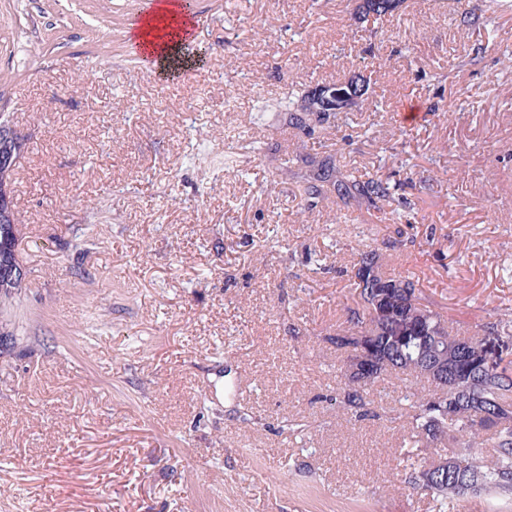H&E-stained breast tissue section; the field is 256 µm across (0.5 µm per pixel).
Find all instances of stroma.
Listing matches in <instances>:
<instances>
[{"label":"stroma","mask_w":512,"mask_h":512,"mask_svg":"<svg viewBox=\"0 0 512 512\" xmlns=\"http://www.w3.org/2000/svg\"><path fill=\"white\" fill-rule=\"evenodd\" d=\"M155 2L0 0V117L28 138L0 512H440L401 420L428 383L387 376L349 421L332 338L360 249L457 336L512 315V72L492 45L467 64L451 0L380 21L362 0H187L200 64L165 80L126 36ZM354 77L347 122L289 127V84ZM314 152L388 177L390 204L305 201Z\"/></svg>","instance_id":"stroma-1"}]
</instances>
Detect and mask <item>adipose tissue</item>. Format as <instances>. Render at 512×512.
<instances>
[{
	"label": "adipose tissue",
	"mask_w": 512,
	"mask_h": 512,
	"mask_svg": "<svg viewBox=\"0 0 512 512\" xmlns=\"http://www.w3.org/2000/svg\"><path fill=\"white\" fill-rule=\"evenodd\" d=\"M193 28L183 0H157L150 12L130 25L127 37L146 65L158 74L176 77L198 63L187 52L195 39Z\"/></svg>",
	"instance_id": "obj_1"
}]
</instances>
